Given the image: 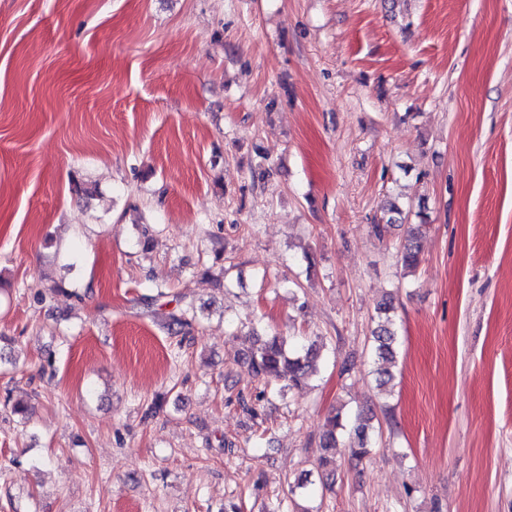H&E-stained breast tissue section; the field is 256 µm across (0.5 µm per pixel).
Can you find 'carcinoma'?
Listing matches in <instances>:
<instances>
[{
    "instance_id": "1",
    "label": "carcinoma",
    "mask_w": 512,
    "mask_h": 512,
    "mask_svg": "<svg viewBox=\"0 0 512 512\" xmlns=\"http://www.w3.org/2000/svg\"><path fill=\"white\" fill-rule=\"evenodd\" d=\"M419 218L415 231L409 233L400 242L399 260L403 268L414 271L421 264V252L417 239L421 228L426 226L427 213L423 205H418V211H413V203L407 207L390 203L385 208L383 216L372 225L374 235L380 239L389 236L398 224H405L409 215ZM190 305L166 313L163 318V327L172 336H187L192 327ZM394 299L387 295L377 304L376 327L372 331L373 349L377 360V385L384 388L392 381L389 370L396 359V332L394 330ZM321 343L319 340H290L279 334L258 335L254 348L248 359L251 372L267 384L279 385V391L286 389L297 390L304 383L309 371L320 359ZM375 414L371 410L360 411L355 417L354 432L356 446L350 449L351 457L361 460L372 452L374 447L373 435L376 431L374 425ZM343 428L342 415L333 412L328 416L322 435L321 447L324 449L337 446L338 430Z\"/></svg>"
}]
</instances>
